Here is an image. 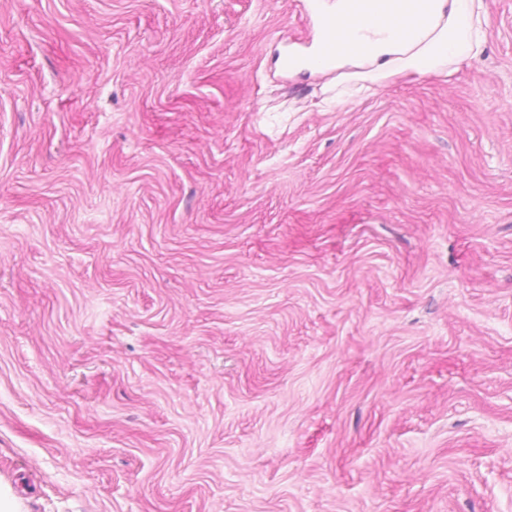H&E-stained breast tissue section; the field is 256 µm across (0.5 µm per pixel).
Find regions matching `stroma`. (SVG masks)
Returning <instances> with one entry per match:
<instances>
[{
	"label": "stroma",
	"instance_id": "obj_1",
	"mask_svg": "<svg viewBox=\"0 0 512 512\" xmlns=\"http://www.w3.org/2000/svg\"><path fill=\"white\" fill-rule=\"evenodd\" d=\"M311 0H0L18 512H512V0L333 104Z\"/></svg>",
	"mask_w": 512,
	"mask_h": 512
}]
</instances>
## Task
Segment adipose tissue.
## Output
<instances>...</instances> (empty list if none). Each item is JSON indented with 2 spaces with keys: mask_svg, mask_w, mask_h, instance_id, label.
I'll return each instance as SVG.
<instances>
[{
  "mask_svg": "<svg viewBox=\"0 0 512 512\" xmlns=\"http://www.w3.org/2000/svg\"><path fill=\"white\" fill-rule=\"evenodd\" d=\"M350 2L336 0L333 8L348 19L340 32L344 49L330 57L300 50L297 70L378 85L399 74H440L484 51V0H363L364 14L353 18Z\"/></svg>",
  "mask_w": 512,
  "mask_h": 512,
  "instance_id": "1",
  "label": "adipose tissue"
}]
</instances>
